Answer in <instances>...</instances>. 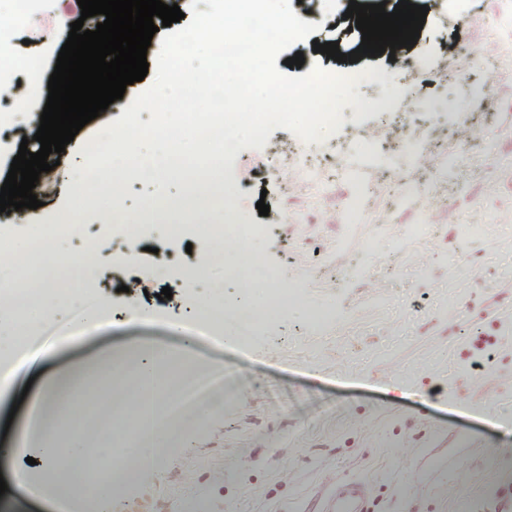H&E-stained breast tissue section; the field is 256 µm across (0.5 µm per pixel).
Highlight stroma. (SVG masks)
Returning <instances> with one entry per match:
<instances>
[{
  "label": "stroma",
  "mask_w": 512,
  "mask_h": 512,
  "mask_svg": "<svg viewBox=\"0 0 512 512\" xmlns=\"http://www.w3.org/2000/svg\"><path fill=\"white\" fill-rule=\"evenodd\" d=\"M418 2L428 14L414 47L357 63L378 68L368 93L396 99L398 111L348 106L323 143L277 129L262 149L240 150L222 167L224 182L243 192L234 216L216 215V223L270 224L257 245L262 272L301 289L305 303L284 315L228 319L227 330L250 333L249 349L194 342L206 372L235 370L221 389L224 405L192 415L149 483L105 489L110 512H322L335 477L369 484L368 512H512V251L502 247L512 239V0ZM345 5L293 4L320 26L295 45L306 64L339 67L313 51L316 41L345 54L358 48ZM31 16L4 45L39 57L41 67L0 86L17 115L16 125H0V183L20 144L40 147L33 136L48 81L79 19L63 0H32ZM464 50L475 67L461 68ZM153 80L127 86L61 155H49L54 168L34 189L40 207L0 214L1 240L22 247L56 223L76 190L84 145ZM312 158L321 165L308 180L302 170ZM297 182L303 193L294 192ZM261 200L268 216L256 208ZM334 208L341 216L331 223ZM146 221L152 229L134 263L107 240L59 243L54 266L103 308L104 327L64 345L53 341L55 326L40 327L49 356L0 398V444L23 445L30 406L51 379L107 364L139 341L178 346L173 324L198 307V291L183 287L193 270L187 250L201 243L159 232L180 223L176 214ZM412 224L423 225L422 236L408 237ZM366 241L374 251L361 252ZM169 247L178 259L161 279L156 267ZM84 249L96 257L90 273L74 260ZM133 275L143 289L120 291ZM167 283L176 291L158 318L128 324L126 309L149 305Z\"/></svg>",
  "instance_id": "obj_1"
}]
</instances>
